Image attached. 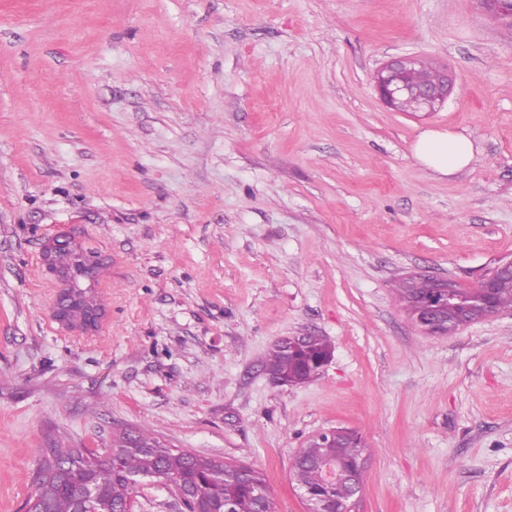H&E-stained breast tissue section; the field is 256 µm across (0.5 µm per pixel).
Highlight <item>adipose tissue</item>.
Wrapping results in <instances>:
<instances>
[{"mask_svg":"<svg viewBox=\"0 0 512 512\" xmlns=\"http://www.w3.org/2000/svg\"><path fill=\"white\" fill-rule=\"evenodd\" d=\"M413 155L435 175L448 177L463 171L473 162L474 144L464 134L430 129L418 136Z\"/></svg>","mask_w":512,"mask_h":512,"instance_id":"ef3b65f1","label":"adipose tissue"}]
</instances>
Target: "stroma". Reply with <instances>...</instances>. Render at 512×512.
Listing matches in <instances>:
<instances>
[{
	"instance_id": "35a3bbf8",
	"label": "stroma",
	"mask_w": 512,
	"mask_h": 512,
	"mask_svg": "<svg viewBox=\"0 0 512 512\" xmlns=\"http://www.w3.org/2000/svg\"><path fill=\"white\" fill-rule=\"evenodd\" d=\"M398 55L448 67L437 111L380 101ZM427 129L472 164L434 176ZM63 239L105 263L91 340L57 329ZM510 257L512 26L481 0H0V512L41 449L140 425L261 469L277 512L332 428L369 448L358 512H512V310L433 338L392 289ZM307 335L321 376L272 385ZM132 501L185 512L156 479ZM413 155L440 177L453 176L474 160V144L469 137L448 130H425L417 138ZM303 336H283L281 343L276 342L267 353L264 369L273 372L281 379L288 381L292 386L303 385L316 380L321 372L318 365L323 368L330 360V346L323 336H305L307 349L296 358L288 360V353L299 350L303 347ZM329 353V354H328ZM270 380L279 386H288V383L269 377Z\"/></svg>"
}]
</instances>
